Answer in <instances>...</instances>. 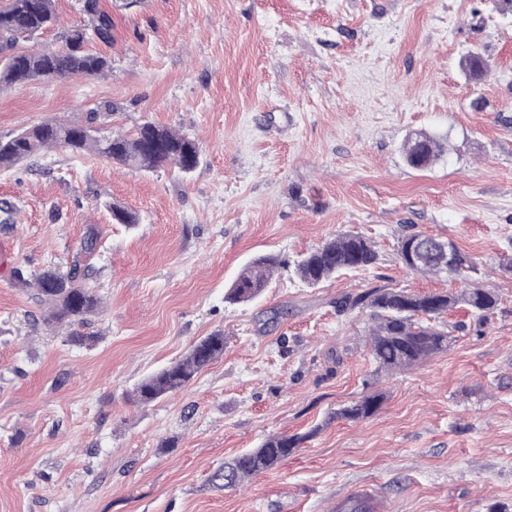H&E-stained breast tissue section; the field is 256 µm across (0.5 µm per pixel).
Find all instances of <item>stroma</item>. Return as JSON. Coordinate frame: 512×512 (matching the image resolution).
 Here are the masks:
<instances>
[{"label":"stroma","mask_w":512,"mask_h":512,"mask_svg":"<svg viewBox=\"0 0 512 512\" xmlns=\"http://www.w3.org/2000/svg\"><path fill=\"white\" fill-rule=\"evenodd\" d=\"M107 75L0 89V137L78 122H146L194 138L190 174L40 152L0 170V512H512V13L496 0H101ZM52 48L84 18L56 0ZM478 54L491 69H461ZM443 145L426 169L402 143ZM138 217L113 223L106 203ZM99 232L98 311L77 329L11 273L68 269ZM341 232L379 259L311 287L294 264ZM453 241L495 293L484 325L443 316L448 346L400 372L370 355L368 311L336 298L374 286L456 292L406 268L403 235ZM277 256L252 303L225 301L243 265ZM223 355L146 406L131 391L212 332ZM383 394L370 418L339 409ZM301 436L284 463L234 490L212 473L271 435Z\"/></svg>","instance_id":"35a3bbf8"}]
</instances>
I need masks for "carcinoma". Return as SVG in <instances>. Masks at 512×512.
Masks as SVG:
<instances>
[{"instance_id": "carcinoma-1", "label": "carcinoma", "mask_w": 512, "mask_h": 512, "mask_svg": "<svg viewBox=\"0 0 512 512\" xmlns=\"http://www.w3.org/2000/svg\"><path fill=\"white\" fill-rule=\"evenodd\" d=\"M83 12L88 23H77L60 37L52 50H27L21 42L54 26L55 0H6L0 5V84L15 86L42 79L56 81L73 75L101 76L111 67L105 55L87 48V32L103 43L112 42V17L103 10L100 0H84ZM462 66L475 76L489 70V63L479 55H470ZM114 106L100 103L78 123L45 121L26 129L24 136L0 139V168L10 169L43 149L61 148L74 154H92L142 172H153L168 164L188 173L198 164L197 141L170 128L146 122L132 135L115 132L107 138L90 134L91 128L112 116ZM407 163L426 168L441 153L435 137L421 132L409 135L403 144ZM97 234L89 229L73 257L69 269L46 268L32 278L13 270L16 283L32 287L38 298L50 304L47 321L53 325L72 326L82 323L101 304L100 296L90 288L91 260L96 249ZM448 240L421 233L403 236L399 245L401 262L421 274H454L463 278L475 270L473 259L457 252L452 264L443 261V247ZM378 260L375 245L353 233H340L304 258L296 261L295 271L310 286L347 271L372 268ZM281 264L274 257H262L238 275L226 294L231 303H247L256 299L267 287L273 268ZM496 295L483 288H465L454 294H417L404 289L376 286L364 292L345 294L336 299L340 312L368 309L376 324L370 333V350L378 368L385 371L405 370L448 345V332L425 325L417 318L435 320L456 305H463L483 322L495 308ZM224 353V333L215 332L198 342L181 360L145 378L134 390L133 401L149 405L163 396L186 387L198 372ZM382 404V396L371 394L341 410L349 420L373 416ZM300 438L272 435L258 448L244 452L211 476L212 484L226 489L239 486L245 479L267 471L293 454Z\"/></svg>"}]
</instances>
